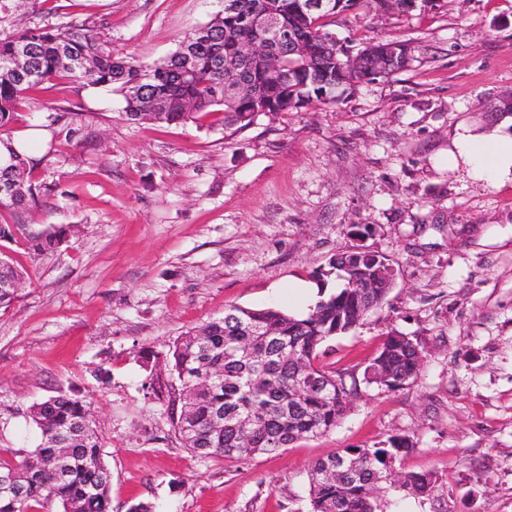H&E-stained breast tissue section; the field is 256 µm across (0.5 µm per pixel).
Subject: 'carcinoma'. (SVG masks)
Masks as SVG:
<instances>
[{
  "mask_svg": "<svg viewBox=\"0 0 512 512\" xmlns=\"http://www.w3.org/2000/svg\"><path fill=\"white\" fill-rule=\"evenodd\" d=\"M23 0H0V143L11 163L0 167V207L28 210L44 187L32 178L33 159L11 147L14 113L32 105L30 93L53 81L86 82L124 95L122 115L133 123H187L201 112L224 113V128L243 130L259 115H278L312 102L336 104V89L386 78L380 56L395 45L383 39L362 45L364 58L352 67L343 47L327 29L323 15H305L300 0H238L233 15H218L186 40H197L194 77H183L184 43L166 59L145 65L133 57L115 59L91 21L37 23L23 27L15 13ZM362 6L378 17L406 11L414 0H343L339 12ZM276 14L291 42L254 56L241 55L247 42L259 41L253 24L258 12ZM70 228L49 226L31 236L33 254L43 256L66 240ZM389 264L375 254L364 272L353 270L354 253L329 261L340 280L336 292L321 298L304 315L275 308L230 307L224 316L185 332L166 358V394L175 433L182 446L202 458L272 454L293 442L336 427L357 393L356 381L323 364L321 348L345 333L384 301L390 288H360L366 271ZM28 271L0 258V283L23 280ZM423 351L403 335L386 337L366 366L369 384L397 389L422 367ZM40 443L17 464L0 462V474L26 472L14 493L0 492V512H111L112 472L91 408L58 393L28 408ZM70 458L63 473L52 464L61 434ZM408 439L391 437L371 447H352L315 462L311 473L342 460L358 469H340L330 481L310 479L311 512H375L373 491L391 474ZM402 486L430 494L431 472L409 473Z\"/></svg>",
  "mask_w": 512,
  "mask_h": 512,
  "instance_id": "cac0c4a2",
  "label": "carcinoma"
}]
</instances>
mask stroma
Listing matches in <instances>:
<instances>
[{"label": "stroma", "mask_w": 512, "mask_h": 512, "mask_svg": "<svg viewBox=\"0 0 512 512\" xmlns=\"http://www.w3.org/2000/svg\"><path fill=\"white\" fill-rule=\"evenodd\" d=\"M21 25L94 21L113 57L145 64L224 9L222 0H49ZM329 29L346 44L409 42L408 69L338 90L336 104L261 115L224 129L123 119L121 93L66 81L19 108L15 132L43 128L36 208L0 252L30 272L0 310V460L40 441L26 416L65 392L89 403L112 471V512H309V474L337 450L394 436L413 446L394 470L432 472L431 495L387 480L377 512H512V184L448 170L459 127L502 126L512 95V0H417L382 18L349 9ZM71 112L70 131L49 125ZM75 232L34 256L48 226ZM360 247L396 271L384 304L326 345L325 363L360 379L385 337L424 350L395 390L362 383L339 424L271 455L200 458L183 448L149 386L170 346L226 308L307 313L293 285L320 292L336 254Z\"/></svg>", "instance_id": "1"}]
</instances>
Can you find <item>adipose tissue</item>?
<instances>
[{
    "instance_id": "1",
    "label": "adipose tissue",
    "mask_w": 512,
    "mask_h": 512,
    "mask_svg": "<svg viewBox=\"0 0 512 512\" xmlns=\"http://www.w3.org/2000/svg\"><path fill=\"white\" fill-rule=\"evenodd\" d=\"M449 170H465L471 178L498 187L512 184V135L497 128L462 127L448 153Z\"/></svg>"
}]
</instances>
